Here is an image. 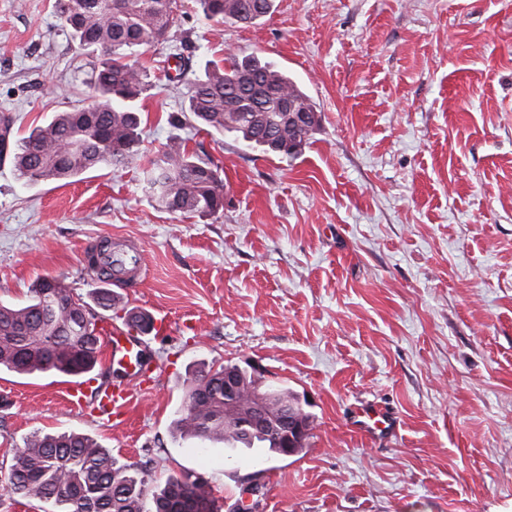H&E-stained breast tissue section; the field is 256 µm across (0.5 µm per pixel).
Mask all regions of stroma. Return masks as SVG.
<instances>
[{
    "label": "stroma",
    "instance_id": "obj_1",
    "mask_svg": "<svg viewBox=\"0 0 512 512\" xmlns=\"http://www.w3.org/2000/svg\"><path fill=\"white\" fill-rule=\"evenodd\" d=\"M285 69L321 122L300 154L176 128L188 85L229 55ZM146 74L141 150L173 136L224 169V209H158L142 170L27 182L0 163V303L64 279L93 302L83 250L135 242L129 311L167 317L142 334L155 380L118 425L70 408L68 377L0 370V456L35 432L75 431L146 472L204 477L233 512H512V0H274L252 25L213 26L182 0L166 40L129 59ZM90 59L59 0H0V113L14 130L92 101ZM234 363L288 387L310 417L289 457L228 453L176 434L195 368ZM396 433L366 440L360 405Z\"/></svg>",
    "mask_w": 512,
    "mask_h": 512
}]
</instances>
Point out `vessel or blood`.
<instances>
[{
    "mask_svg": "<svg viewBox=\"0 0 512 512\" xmlns=\"http://www.w3.org/2000/svg\"><path fill=\"white\" fill-rule=\"evenodd\" d=\"M122 253L125 260L121 267L115 268L111 284L116 288H138L146 277L145 260L140 249L133 244L124 245ZM106 366L119 368L121 377L108 383L96 385L85 381H75L67 389L69 407L82 406L92 402L97 418L103 423H111L120 417L135 400L134 388L138 381L153 373L150 361L141 354V344L130 330L110 327L106 333ZM355 415L360 430L381 436L393 432L397 427L394 416L372 405L359 407Z\"/></svg>",
    "mask_w": 512,
    "mask_h": 512,
    "instance_id": "b4317fda",
    "label": "vessel or blood"
}]
</instances>
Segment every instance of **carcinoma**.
<instances>
[{"instance_id":"1","label":"carcinoma","mask_w":512,"mask_h":512,"mask_svg":"<svg viewBox=\"0 0 512 512\" xmlns=\"http://www.w3.org/2000/svg\"><path fill=\"white\" fill-rule=\"evenodd\" d=\"M203 17L217 24H251L267 16L273 0H195ZM178 0H60V16L78 48L93 59L90 86L95 102L55 113L17 140L13 116L0 114V161L8 159L27 181H64L100 167L124 168L140 158L141 119L136 101L143 75L127 58L165 39ZM291 100L310 113L297 125L284 106ZM196 126L232 134L266 153L293 155L320 123L309 97L272 62L231 58L207 69L187 91ZM144 188L156 206L171 212L215 215L224 210V179L208 155L171 138L143 169ZM96 313L58 277L38 280L26 302L0 304V368L18 374L91 373L100 351ZM240 388L224 393V378ZM294 397L284 386L259 385L235 364L198 369L188 378L175 432L226 448L291 456L300 452L279 435ZM265 427L245 433L241 424L256 409ZM146 474L119 464L92 437L80 433H34L15 449L8 469V496L34 499L44 512H218L207 484L186 474L171 477L147 504Z\"/></svg>"}]
</instances>
